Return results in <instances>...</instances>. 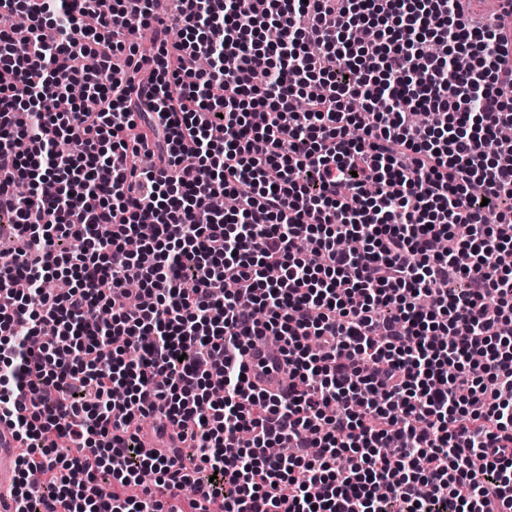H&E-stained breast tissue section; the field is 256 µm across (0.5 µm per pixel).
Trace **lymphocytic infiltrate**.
Masks as SVG:
<instances>
[{
	"instance_id": "obj_1",
	"label": "lymphocytic infiltrate",
	"mask_w": 512,
	"mask_h": 512,
	"mask_svg": "<svg viewBox=\"0 0 512 512\" xmlns=\"http://www.w3.org/2000/svg\"><path fill=\"white\" fill-rule=\"evenodd\" d=\"M158 2L0 0L17 512H512V38L461 0ZM272 336H252L243 362L251 382L267 393L277 394L288 387L286 366Z\"/></svg>"
}]
</instances>
